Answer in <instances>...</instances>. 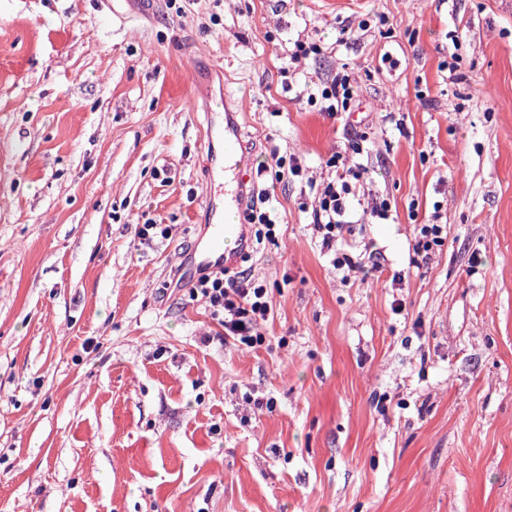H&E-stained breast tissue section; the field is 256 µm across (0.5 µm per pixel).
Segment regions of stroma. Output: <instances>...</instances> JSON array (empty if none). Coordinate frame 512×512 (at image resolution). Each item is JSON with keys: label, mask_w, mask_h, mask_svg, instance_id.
<instances>
[{"label": "stroma", "mask_w": 512, "mask_h": 512, "mask_svg": "<svg viewBox=\"0 0 512 512\" xmlns=\"http://www.w3.org/2000/svg\"><path fill=\"white\" fill-rule=\"evenodd\" d=\"M210 94L280 216L256 348L191 294ZM357 134L344 282L305 180ZM0 512H512V0H0ZM346 69L344 67L342 72L338 71L330 78H318V82H314L319 85L320 110L328 112L330 116L335 117L338 112H353L356 88ZM419 226L416 248L422 249L423 252L429 251L433 245H441L448 235V227L445 224H422Z\"/></svg>", "instance_id": "stroma-1"}]
</instances>
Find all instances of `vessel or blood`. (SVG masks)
Listing matches in <instances>:
<instances>
[{"mask_svg":"<svg viewBox=\"0 0 512 512\" xmlns=\"http://www.w3.org/2000/svg\"><path fill=\"white\" fill-rule=\"evenodd\" d=\"M205 134L212 147L209 171L212 177L223 180L224 187L210 191L206 198L210 234L205 245L197 248L195 256L202 270L230 269L252 246L247 225L239 221L246 209L247 178L242 170L247 155L239 122L222 106L210 108Z\"/></svg>","mask_w":512,"mask_h":512,"instance_id":"vessel-or-blood-1","label":"vessel or blood"}]
</instances>
